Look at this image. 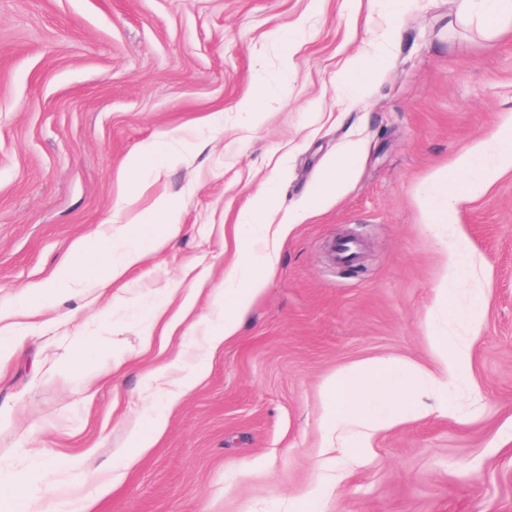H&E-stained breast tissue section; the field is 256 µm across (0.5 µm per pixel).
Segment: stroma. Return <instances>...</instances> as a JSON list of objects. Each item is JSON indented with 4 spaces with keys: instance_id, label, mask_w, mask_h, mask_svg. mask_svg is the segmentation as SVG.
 <instances>
[{
    "instance_id": "stroma-1",
    "label": "stroma",
    "mask_w": 512,
    "mask_h": 512,
    "mask_svg": "<svg viewBox=\"0 0 512 512\" xmlns=\"http://www.w3.org/2000/svg\"><path fill=\"white\" fill-rule=\"evenodd\" d=\"M454 14V0L392 20L377 0H0V314L77 240L99 238L104 262L157 197L182 206L178 235L122 280L23 325L0 362V470L39 457L54 495L91 512H512V173L461 210L471 253L442 296L448 233L426 230L417 199L512 111V39ZM388 25L383 73L340 103L346 59ZM257 89L256 120L240 103ZM349 139L363 158L346 194L294 226L237 335L207 350L240 211L269 186L302 200ZM148 144L172 162L129 182ZM342 237L356 263H337ZM193 288L192 315L144 344L149 310ZM476 301L473 329L458 313ZM438 333L471 357L447 415L380 431L353 459L324 426L326 381L370 359L432 366ZM202 357L154 446L115 473L161 399L148 372L173 387Z\"/></svg>"
}]
</instances>
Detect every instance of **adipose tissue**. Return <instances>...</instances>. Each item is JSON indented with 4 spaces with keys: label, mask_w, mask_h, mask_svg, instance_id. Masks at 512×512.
<instances>
[{
    "label": "adipose tissue",
    "mask_w": 512,
    "mask_h": 512,
    "mask_svg": "<svg viewBox=\"0 0 512 512\" xmlns=\"http://www.w3.org/2000/svg\"><path fill=\"white\" fill-rule=\"evenodd\" d=\"M459 20L477 19L500 33L512 32V0H456ZM386 32L371 49L355 54L349 61L342 84L350 99L362 98L374 81L394 39ZM362 158L360 141H348L328 160L320 181L296 207L284 212L280 223L269 215L274 206L273 191L256 193L241 213L240 231L234 236L232 260L224 269V318L208 339L209 349H216L236 336L241 319L250 303L260 296L278 262V244L297 224L315 214L326 199L340 198L354 180ZM512 172V113L498 116L497 129L488 138L473 142L447 166L437 169L423 184L420 202L430 217L431 226L447 225L449 239L456 246L448 252L441 279L448 282L459 274V258L466 252L465 236L459 224L463 205L484 194L500 177ZM180 222L179 206L167 197H158L151 212L141 220L140 231L120 256L107 267L94 264L93 245L81 244L72 259L59 266L48 282V291L22 295L23 314L41 316L49 309V292L61 293L73 284L99 285L101 277L115 280L136 266L147 249L154 247L160 235H173ZM431 349L433 368L378 359L363 362L334 376L326 384L331 404L326 416L328 427L356 428L357 447H364L374 434L398 426L417 416L421 400L428 394L437 399L431 409L448 410V383L467 375L468 350L445 336L435 337ZM45 475L38 462H30L19 472H0V501L16 503L24 512H63L64 502L48 503L38 491Z\"/></svg>",
    "instance_id": "adipose-tissue-1"
}]
</instances>
